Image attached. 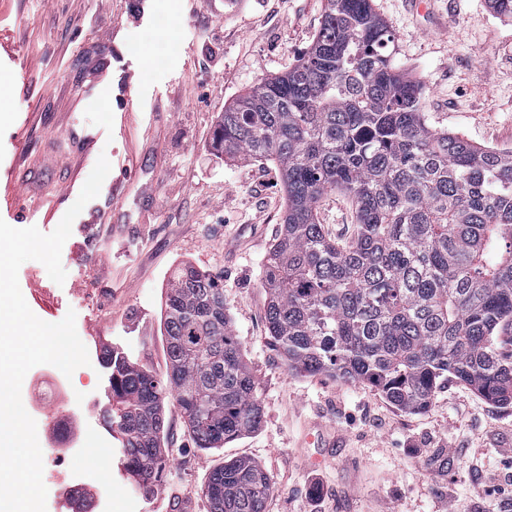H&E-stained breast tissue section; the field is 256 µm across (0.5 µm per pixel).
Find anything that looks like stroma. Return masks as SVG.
<instances>
[{"label": "stroma", "instance_id": "1", "mask_svg": "<svg viewBox=\"0 0 512 512\" xmlns=\"http://www.w3.org/2000/svg\"><path fill=\"white\" fill-rule=\"evenodd\" d=\"M374 8L395 36V62L425 88L428 124L480 146L512 147V26L486 0H431L424 13L406 0H374ZM324 10L325 0H0V219L13 222L23 208L50 233L99 156L114 176L129 154L139 165L118 194L102 188L74 220L61 253L64 284L34 260L18 272L40 319L56 323L75 311L90 357L72 376L43 364L23 380L22 402L38 430L68 419L86 453L85 467L74 469L65 441L45 447L47 512H72L67 488L93 492L99 476L112 485V512H144L174 492L208 512V475L240 457L272 479L265 512H512V408L451 380L424 412L404 413L366 385L289 374L267 342L263 264L285 194L273 162L218 154L213 131L245 90L297 62ZM161 14L170 29L157 30ZM129 84L138 98L125 122ZM318 218L337 240L357 231L355 206L340 191L324 195ZM96 251L94 265L78 262ZM184 261L223 287L264 417L256 432L202 451L169 405L166 468L146 499L105 417L102 349L117 347L166 376L162 303ZM81 395L91 410L78 407ZM320 426L335 447L307 441Z\"/></svg>", "mask_w": 512, "mask_h": 512}]
</instances>
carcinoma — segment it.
<instances>
[{
	"label": "carcinoma",
	"instance_id": "obj_1",
	"mask_svg": "<svg viewBox=\"0 0 512 512\" xmlns=\"http://www.w3.org/2000/svg\"><path fill=\"white\" fill-rule=\"evenodd\" d=\"M512 24V0H489ZM393 33L373 0H326L311 46L287 72L224 108L214 147L264 158L286 196L262 279L267 340L288 373L366 383L420 413L453 379L512 406V149L431 128L424 87L394 63ZM355 204L356 235L320 224L323 196ZM169 371L160 379L112 349L109 418L128 471L150 495L166 466L165 413L181 409L195 447L259 428V384L214 276L182 262L167 286ZM273 490L235 458L203 488L209 512H265Z\"/></svg>",
	"mask_w": 512,
	"mask_h": 512
}]
</instances>
